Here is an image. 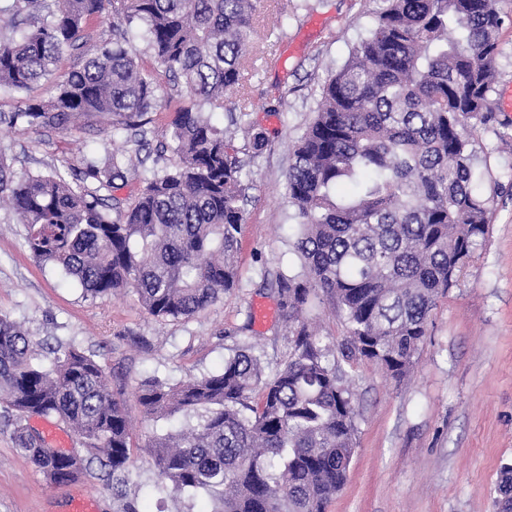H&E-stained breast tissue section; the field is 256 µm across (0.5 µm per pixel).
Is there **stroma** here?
I'll return each instance as SVG.
<instances>
[{
    "mask_svg": "<svg viewBox=\"0 0 512 512\" xmlns=\"http://www.w3.org/2000/svg\"><path fill=\"white\" fill-rule=\"evenodd\" d=\"M377 0H262L253 41L256 63L245 91H229L213 119L246 107L268 142L247 168L252 184L239 236L240 288L190 318L157 319L136 296L84 295L57 268L38 263L26 229L0 205V312L34 338L74 343L103 366L111 391L126 402L132 443L156 424L132 391L147 377L176 384L220 369L251 343L267 371L288 358V336L264 272L298 269L286 173L290 153L317 108L320 86L347 60L353 43L375 22ZM501 54L493 103L512 89V0H503ZM19 95L0 92V160L16 172H65L79 184L87 157H105L111 130L81 118L76 128L22 130L5 117ZM486 171L491 222L472 260L428 321L411 375L388 379L368 362L347 379L358 412L357 447L348 479L328 512H495L503 467L512 464V112H495L469 129ZM141 467L129 496L146 512H211L206 494L152 493ZM77 492L97 512H119L107 468L92 463L75 482L47 484L15 451L0 419V512H66Z\"/></svg>",
    "mask_w": 512,
    "mask_h": 512,
    "instance_id": "stroma-1",
    "label": "stroma"
}]
</instances>
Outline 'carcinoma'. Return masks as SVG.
Listing matches in <instances>:
<instances>
[{
    "label": "carcinoma",
    "mask_w": 512,
    "mask_h": 512,
    "mask_svg": "<svg viewBox=\"0 0 512 512\" xmlns=\"http://www.w3.org/2000/svg\"><path fill=\"white\" fill-rule=\"evenodd\" d=\"M256 11V0L0 3L14 32L0 35V89L25 92L64 52L86 49L83 66L48 99L20 101L14 127L63 132L77 116L98 118L140 149L148 114L171 94L140 66L135 39L177 82L172 145L156 150L128 206L114 196L128 171L125 150L87 159L78 187L58 170L17 175L0 162V195L38 262L87 296L132 291L161 319L191 317L240 286L246 168L266 137L242 110L219 128L206 108H224V95L249 80ZM94 17L112 20V39L88 44ZM502 24L499 0H378L374 25L321 85L288 166L302 272L279 269L271 281L288 361L268 374L244 346L214 373L176 385L142 381L135 398L147 417L188 421L144 442L156 493L205 492L212 512H327L356 451L344 366L367 361L405 378L431 311L490 224L489 198L478 191L485 173L466 130L492 119ZM324 298L346 321L337 344L304 318ZM52 353L47 367L0 313V405L16 451L44 480L73 481L66 458L28 425L55 418L78 435L84 461L108 468L122 512H141L127 500L134 458L125 402L93 355L62 342ZM497 494L498 512H512L511 466Z\"/></svg>",
    "instance_id": "carcinoma-1"
}]
</instances>
